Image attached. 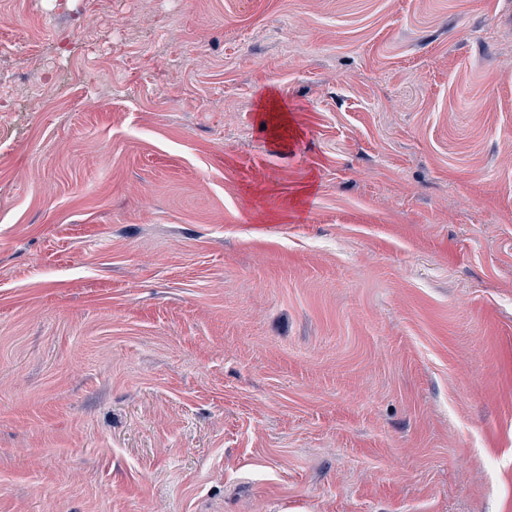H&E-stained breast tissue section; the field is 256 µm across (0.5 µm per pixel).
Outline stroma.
Here are the masks:
<instances>
[{
  "instance_id": "1",
  "label": "stroma",
  "mask_w": 512,
  "mask_h": 512,
  "mask_svg": "<svg viewBox=\"0 0 512 512\" xmlns=\"http://www.w3.org/2000/svg\"><path fill=\"white\" fill-rule=\"evenodd\" d=\"M0 0V512H512V0Z\"/></svg>"
}]
</instances>
